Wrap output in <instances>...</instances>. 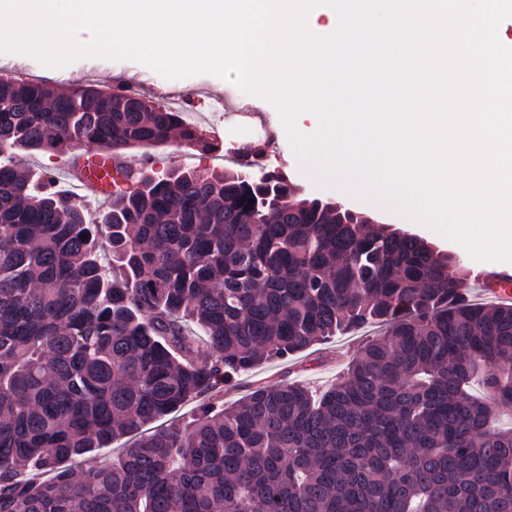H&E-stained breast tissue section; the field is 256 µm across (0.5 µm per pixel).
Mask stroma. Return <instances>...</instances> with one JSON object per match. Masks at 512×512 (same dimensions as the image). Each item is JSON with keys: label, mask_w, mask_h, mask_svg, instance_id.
Returning a JSON list of instances; mask_svg holds the SVG:
<instances>
[{"label": "stroma", "mask_w": 512, "mask_h": 512, "mask_svg": "<svg viewBox=\"0 0 512 512\" xmlns=\"http://www.w3.org/2000/svg\"><path fill=\"white\" fill-rule=\"evenodd\" d=\"M9 60L19 65L20 78L29 81H45L58 87L62 86L64 77L89 69L94 72L93 84L108 87L127 81L133 75H143L152 79L162 92L173 93L189 108L207 113L216 131L213 141L218 144L219 152L223 155L227 154L235 142L245 139L248 135L245 126L225 121L224 112L219 107L220 102L224 100L225 92L233 90V83L212 75L202 80L195 76L182 80H169L137 62L104 58H85L61 68L44 67L23 54L10 55ZM250 102L254 108L267 115L279 134L277 142L270 151L271 163L276 170L285 173L294 183L301 186L306 197L318 198L326 202L335 201V192L315 185L307 175L301 172L295 154L283 134L284 127L277 110L268 102L255 96L251 97ZM344 203L346 207L368 214L393 228L418 234L441 249L452 253L459 250L458 244L410 218L387 212L353 197L345 198ZM379 333V327L369 326L330 338L323 344L297 353L288 359L264 361L251 372L234 379L220 392L219 398L224 404L229 405L242 399L256 386L283 383L301 384L317 391L325 390L336 383L343 374L348 359L358 348Z\"/></svg>", "instance_id": "stroma-1"}]
</instances>
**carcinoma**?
<instances>
[{"mask_svg":"<svg viewBox=\"0 0 512 512\" xmlns=\"http://www.w3.org/2000/svg\"><path fill=\"white\" fill-rule=\"evenodd\" d=\"M138 102L0 76V512H512V306L472 302L459 258L282 174L264 206L237 170L150 168L93 217L12 163L176 129L218 150ZM368 324L385 331L318 396L205 398Z\"/></svg>","mask_w":512,"mask_h":512,"instance_id":"cac0c4a2","label":"carcinoma"}]
</instances>
